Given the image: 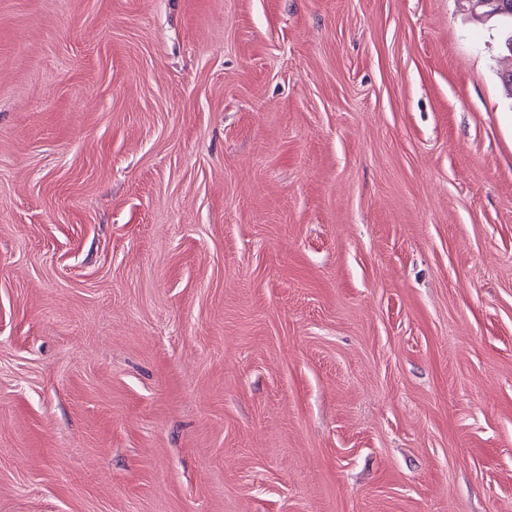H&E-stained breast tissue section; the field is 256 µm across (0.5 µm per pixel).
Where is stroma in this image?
Returning <instances> with one entry per match:
<instances>
[{
    "mask_svg": "<svg viewBox=\"0 0 512 512\" xmlns=\"http://www.w3.org/2000/svg\"><path fill=\"white\" fill-rule=\"evenodd\" d=\"M510 66L465 0H0V512H512Z\"/></svg>",
    "mask_w": 512,
    "mask_h": 512,
    "instance_id": "35a3bbf8",
    "label": "stroma"
}]
</instances>
